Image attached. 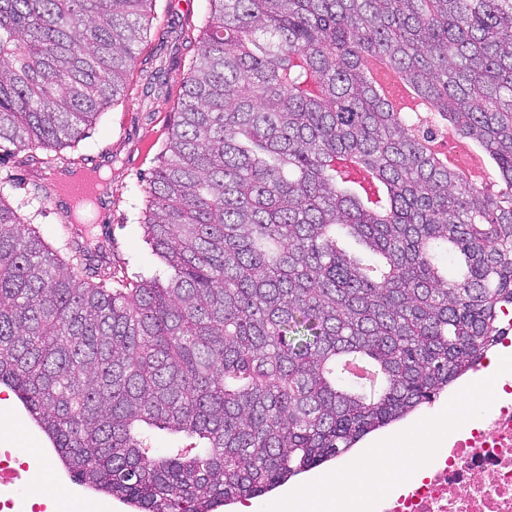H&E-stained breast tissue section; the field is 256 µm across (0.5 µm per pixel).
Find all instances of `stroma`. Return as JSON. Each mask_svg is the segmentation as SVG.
Segmentation results:
<instances>
[{
	"mask_svg": "<svg viewBox=\"0 0 512 512\" xmlns=\"http://www.w3.org/2000/svg\"><path fill=\"white\" fill-rule=\"evenodd\" d=\"M210 9L209 0H154L151 23L138 47L139 63L147 59L163 62L165 74L157 85L145 87L139 68L127 76L128 95L109 107L82 140L64 154L84 160L86 167L109 170L102 189L105 200L96 201L97 214L89 224H66L62 213L68 198L59 190L60 174L46 171L43 150L7 152L0 167L10 170L20 186L11 202H19L29 189L40 187L44 198L42 213L35 225L44 240L60 248L76 241L92 253L95 267H112L117 276L128 279L165 277L166 267L146 244L142 222L146 208L145 183L158 164L169 131L172 114L182 96V82L197 56V38ZM458 402L440 396L423 405L406 420L376 431L343 457L291 479L273 493L229 507L220 512H307L309 504L302 491L305 485L320 486L329 504L340 503L330 477L336 467H356L370 449L388 445L392 437L404 438L405 453L441 446L448 439L450 415ZM20 449L41 463L32 474L35 488L56 485L63 470L57 459H41L44 435L23 413L14 394L0 389V441Z\"/></svg>",
	"mask_w": 512,
	"mask_h": 512,
	"instance_id": "obj_1",
	"label": "stroma"
}]
</instances>
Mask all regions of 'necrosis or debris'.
I'll list each match as a JSON object with an SVG mask.
<instances>
[{"label": "necrosis or debris", "mask_w": 512, "mask_h": 512, "mask_svg": "<svg viewBox=\"0 0 512 512\" xmlns=\"http://www.w3.org/2000/svg\"><path fill=\"white\" fill-rule=\"evenodd\" d=\"M34 458L0 448V512H53L34 493ZM340 512H512V363L487 380L476 416L450 429L424 474L403 476L391 493L351 491Z\"/></svg>", "instance_id": "1"}]
</instances>
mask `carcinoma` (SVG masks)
<instances>
[{
    "mask_svg": "<svg viewBox=\"0 0 512 512\" xmlns=\"http://www.w3.org/2000/svg\"><path fill=\"white\" fill-rule=\"evenodd\" d=\"M151 2L0 0V149L74 142L127 96ZM209 2L144 188L168 277L89 280L0 174V385L72 481L136 512H216L347 453L472 370L512 308V0ZM374 56L504 189L425 151ZM153 428L198 441L160 452ZM366 66L375 89L388 100L394 112H405L408 109L426 112L428 117L438 123L443 134L446 137L448 135V141L455 145L447 143V147L454 149L446 151L443 145L446 138L434 139L424 143L427 152L462 180L482 184L496 182V171L483 152L460 136L445 115L434 112L430 104L416 94L398 71L375 57L369 58Z\"/></svg>",
    "mask_w": 512,
    "mask_h": 512,
    "instance_id": "1",
    "label": "carcinoma"
}]
</instances>
